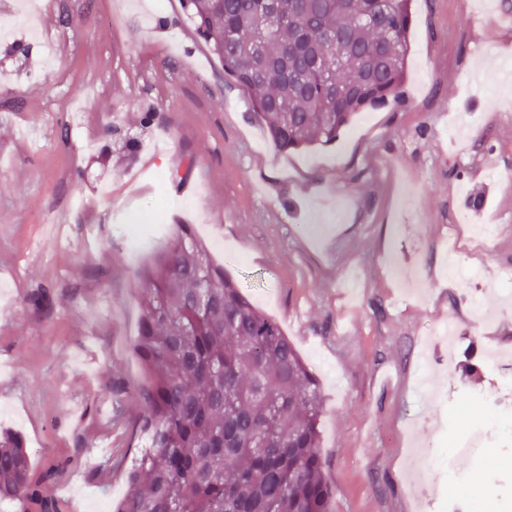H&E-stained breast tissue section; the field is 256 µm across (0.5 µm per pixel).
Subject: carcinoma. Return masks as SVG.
Wrapping results in <instances>:
<instances>
[{
    "label": "carcinoma",
    "mask_w": 512,
    "mask_h": 512,
    "mask_svg": "<svg viewBox=\"0 0 512 512\" xmlns=\"http://www.w3.org/2000/svg\"><path fill=\"white\" fill-rule=\"evenodd\" d=\"M279 151L329 145L402 94L413 0H181ZM135 351L141 432L115 512H330L319 457L321 389L278 322L256 308L190 224L143 274ZM22 440L0 435V498L59 512Z\"/></svg>",
    "instance_id": "cac0c4a2"
}]
</instances>
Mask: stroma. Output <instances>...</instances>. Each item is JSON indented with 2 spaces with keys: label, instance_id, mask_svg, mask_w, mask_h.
I'll return each instance as SVG.
<instances>
[{
  "label": "stroma",
  "instance_id": "stroma-1",
  "mask_svg": "<svg viewBox=\"0 0 512 512\" xmlns=\"http://www.w3.org/2000/svg\"><path fill=\"white\" fill-rule=\"evenodd\" d=\"M1 26L0 429L34 473L66 463L44 487L61 512L122 499L146 446L138 272L166 239L132 249L117 215L193 225L280 323L321 382L331 512H438L457 494L512 512V447L435 457L420 488L409 469L434 420L452 445L485 423L487 353L512 354V0H415L403 99L289 153L181 0H0ZM469 213L495 224L491 241ZM452 235L489 274L481 310L448 269Z\"/></svg>",
  "mask_w": 512,
  "mask_h": 512
}]
</instances>
